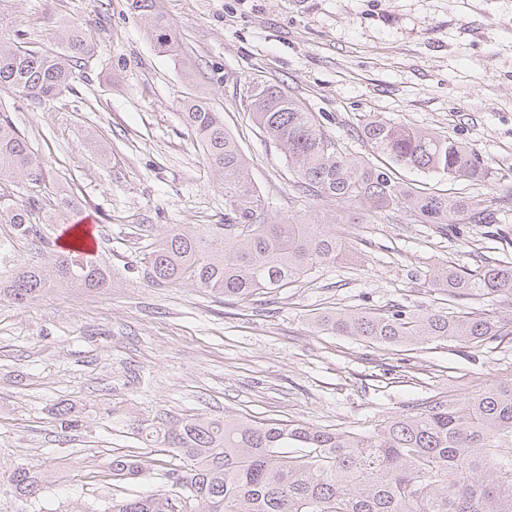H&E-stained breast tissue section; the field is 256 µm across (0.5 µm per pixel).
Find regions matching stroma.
Segmentation results:
<instances>
[{
    "label": "stroma",
    "mask_w": 512,
    "mask_h": 512,
    "mask_svg": "<svg viewBox=\"0 0 512 512\" xmlns=\"http://www.w3.org/2000/svg\"><path fill=\"white\" fill-rule=\"evenodd\" d=\"M179 41L180 60L150 42L127 0H0V38L53 45L65 28L95 46L85 78L34 104L0 89L7 113L43 164L37 179L0 186L13 201L48 206L67 197L95 217L112 270L104 293L58 289L17 305L0 300V512H103L111 499L165 491L167 457L138 426L186 417L299 421L371 432L426 398L512 378V341H457L405 351L316 327L320 313L393 302L490 310L512 317V299L432 292L425 272L478 256L512 263L507 233L487 238L460 224L444 238L404 210L299 193L280 147L243 103L253 80L280 85L322 129L366 147L369 117L448 135L494 172L491 186L452 189L472 201L512 198V0H155ZM193 68L185 78V68ZM203 96L238 139L249 174L276 224L352 218L335 230L357 239L356 260L316 268L280 293L227 303L188 283L159 287L144 275L149 243L173 224H220L224 193L181 118ZM54 256L0 224V272ZM139 456L138 480L113 476V453ZM47 472L33 501L7 481L18 465Z\"/></svg>",
    "instance_id": "obj_1"
}]
</instances>
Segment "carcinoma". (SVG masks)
<instances>
[{
    "label": "carcinoma",
    "instance_id": "cac0c4a2",
    "mask_svg": "<svg viewBox=\"0 0 512 512\" xmlns=\"http://www.w3.org/2000/svg\"><path fill=\"white\" fill-rule=\"evenodd\" d=\"M147 21L146 37L179 55L153 0H129ZM59 47L25 48L0 40V86L32 103L49 102L84 77L93 48L79 28L62 30ZM253 122L283 150L295 187L318 198L360 204L369 212L401 208L447 237L456 217L503 232L500 213L509 203L469 201L449 193L414 192L389 170L365 157L351 158L345 143L326 134L313 113L281 86L251 81L246 89ZM187 130L224 190V223L188 229L173 224L149 244L145 277L155 286L189 281L232 302L270 294L323 265L351 257L350 240L323 224H273L269 202L249 176L224 116L198 96L181 112ZM361 137L393 164L440 181L488 183L489 165L456 139L372 118ZM42 161L11 118L0 113V185L30 176ZM0 201V223L24 237L49 240L30 222L31 208ZM454 299L512 297V265L491 258L474 270L440 266L425 279ZM112 271L100 257L58 253L52 266H17L0 275V297L31 303L57 288L101 292ZM324 331L370 344L407 347L448 339L481 346L512 336L485 312L421 309L394 303L381 311L349 307L317 316ZM171 458L170 488L113 500L104 512H512V378L496 380L468 396H433L406 414L384 420L369 435L325 430L298 421L190 418L140 431ZM133 454L112 456V474L135 479ZM15 496L34 499L46 475L17 467L8 475Z\"/></svg>",
    "mask_w": 512,
    "mask_h": 512
}]
</instances>
